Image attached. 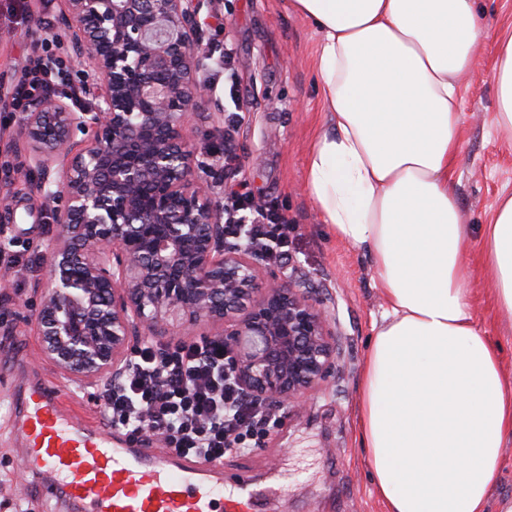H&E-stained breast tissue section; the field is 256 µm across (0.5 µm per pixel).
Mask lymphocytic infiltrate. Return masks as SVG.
<instances>
[{"label":"lymphocytic infiltrate","mask_w":512,"mask_h":512,"mask_svg":"<svg viewBox=\"0 0 512 512\" xmlns=\"http://www.w3.org/2000/svg\"><path fill=\"white\" fill-rule=\"evenodd\" d=\"M244 213L250 223H239ZM226 220L230 237L254 252L287 255L291 226L279 210L233 191ZM228 362L219 336L165 348L143 344L125 371L105 386L107 420L127 427L131 437L152 433L175 454L205 462H223L229 451L251 452L261 447L277 415L245 391Z\"/></svg>","instance_id":"obj_1"}]
</instances>
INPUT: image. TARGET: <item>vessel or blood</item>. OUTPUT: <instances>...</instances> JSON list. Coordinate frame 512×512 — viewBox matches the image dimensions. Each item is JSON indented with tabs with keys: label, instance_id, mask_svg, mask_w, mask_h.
<instances>
[{
	"label": "vessel or blood",
	"instance_id": "obj_1",
	"mask_svg": "<svg viewBox=\"0 0 512 512\" xmlns=\"http://www.w3.org/2000/svg\"><path fill=\"white\" fill-rule=\"evenodd\" d=\"M14 406L28 471L45 475V495L82 512H259L247 486L225 494L223 466L82 425L51 386L35 384Z\"/></svg>",
	"mask_w": 512,
	"mask_h": 512
}]
</instances>
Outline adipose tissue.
<instances>
[{"label":"adipose tissue","mask_w":512,"mask_h":512,"mask_svg":"<svg viewBox=\"0 0 512 512\" xmlns=\"http://www.w3.org/2000/svg\"><path fill=\"white\" fill-rule=\"evenodd\" d=\"M321 35L325 127L305 187L365 251L385 310L356 423L385 512H488L512 438V379L478 325L453 182L460 80L479 68L475 0H289ZM493 125L512 136V35L496 43ZM498 311L512 314V193L484 228Z\"/></svg>","instance_id":"ef3b65f1"}]
</instances>
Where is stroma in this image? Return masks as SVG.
<instances>
[{"mask_svg": "<svg viewBox=\"0 0 512 512\" xmlns=\"http://www.w3.org/2000/svg\"><path fill=\"white\" fill-rule=\"evenodd\" d=\"M0 0V176L10 182L0 194V252L19 256L20 276L0 287V512L28 501L32 512H75L60 499L40 493L36 474L21 466L11 396L28 376L55 386L64 405L95 426L106 421L99 403L46 360L36 316L42 290L36 277L45 268L55 226L29 191L28 173L16 170L8 151L20 110L15 89L36 52H57L62 0ZM490 36L480 48L481 66L461 82V132L455 188L474 259L470 280L474 315L501 347L502 367L512 377V318L495 310L478 258L482 226L504 191H512V140L491 123L495 105L489 74L494 35L512 25V0H476ZM203 43L230 51L235 97L222 91L223 72L204 73L217 87L203 106L210 119H195L190 138L196 151L228 146L237 165L224 171L225 187H243L258 201L279 207L293 231L286 261L271 262L278 275L315 291L336 320L341 358L319 385L298 396L299 412L278 410V423L253 452L224 456L227 486L246 480L262 495L266 512H383L372 484L367 454L354 410L372 327L385 303L372 279L365 251L334 237L304 186L308 153L324 112L314 66L320 35L287 0H212L204 16Z\"/></svg>", "mask_w": 512, "mask_h": 512, "instance_id": "35a3bbf8", "label": "stroma"}]
</instances>
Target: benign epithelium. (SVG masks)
I'll use <instances>...</instances> for the list:
<instances>
[{"label":"benign epithelium","instance_id":"7a95c632","mask_svg":"<svg viewBox=\"0 0 512 512\" xmlns=\"http://www.w3.org/2000/svg\"><path fill=\"white\" fill-rule=\"evenodd\" d=\"M211 2L64 0L59 40L81 80L29 104L12 142L56 227L42 349L94 388L125 369L139 328L220 325L242 387L294 408L336 368V321L226 239L223 153L186 134L208 97L199 73L224 61L200 38Z\"/></svg>","mask_w":512,"mask_h":512}]
</instances>
